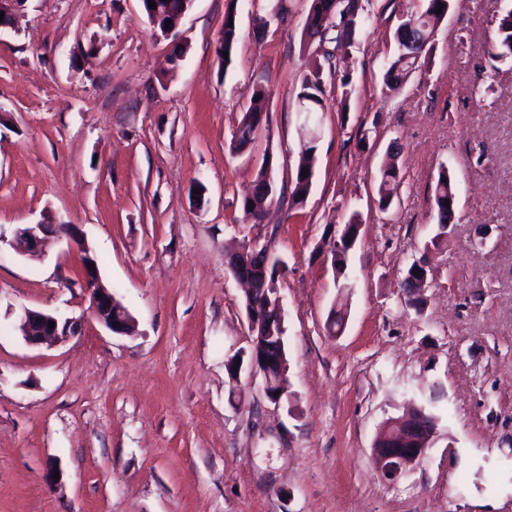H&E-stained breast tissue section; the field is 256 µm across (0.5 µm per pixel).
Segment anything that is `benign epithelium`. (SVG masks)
<instances>
[{
    "instance_id": "obj_1",
    "label": "benign epithelium",
    "mask_w": 512,
    "mask_h": 512,
    "mask_svg": "<svg viewBox=\"0 0 512 512\" xmlns=\"http://www.w3.org/2000/svg\"><path fill=\"white\" fill-rule=\"evenodd\" d=\"M15 235L26 247L30 256L42 253L45 240L51 236H66L83 254V284L90 296L92 316L111 333L127 335L133 327V317L128 310L120 306L112 292L102 282L98 264L92 254L83 231L77 224H57L41 221L36 224H22L15 230ZM251 338L249 345H254V336H263L265 324L259 305L247 311ZM54 327H49V323ZM82 330V321L74 318H62L54 313L27 309L20 317L19 331L23 340L31 346H41L68 336H74ZM285 356L274 362L261 355L253 357L248 363V384L261 379V389L265 397L278 405L284 396L283 387H278L279 396H274L272 377L275 372H283ZM436 420L422 407L414 409L403 417L386 421L384 432L372 448V457L381 477L389 482L397 481L410 468L418 465L425 457L429 444L435 434Z\"/></svg>"
}]
</instances>
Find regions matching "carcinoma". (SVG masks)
Returning <instances> with one entry per match:
<instances>
[{
  "label": "carcinoma",
  "instance_id": "1",
  "mask_svg": "<svg viewBox=\"0 0 512 512\" xmlns=\"http://www.w3.org/2000/svg\"><path fill=\"white\" fill-rule=\"evenodd\" d=\"M156 3V9L149 7V2ZM422 9L401 15L397 28L394 31L395 52L386 64L384 73L385 87L395 92L399 90L409 77L419 69L434 49V33L440 22L447 16L452 0H422ZM444 4L442 13H436L439 4ZM143 12L151 16L155 10L166 14L173 19L186 9L190 8L189 0H143ZM364 8L360 0H311L306 20V31L310 38L318 39L317 52L321 53L328 67H333V59L343 55L352 45L356 32L365 21ZM237 40V22L233 9H228L224 15V31L216 53L224 64L231 59L224 58V54H233ZM490 57L495 61L512 60V10L503 13L498 21L495 38L490 45ZM327 91L322 80L321 69L303 76L300 83L298 99L303 101L305 111L317 112L322 109ZM259 100L250 102L244 112L242 121L238 126L234 138L233 149L239 150L248 141H255L260 124H269V113L266 107L265 92L259 90L255 93ZM314 147L309 146L301 152L298 165L291 178V206L300 208L306 202L311 191L314 176L311 161ZM273 167L272 157H263L261 166L256 173L248 191L241 200L243 210L250 215L253 223L264 220L267 207L273 202L276 195L275 186H270V192L262 190L269 171ZM308 169L309 175L302 176V170ZM401 176L398 166L390 164L381 172L377 195L378 207L387 211L394 202L400 198ZM432 205L435 213L437 233L425 243L424 256L412 262L404 278V287L414 288L416 282L422 280L430 272L427 254L431 249L438 247L448 235V214L457 207V189L454 176L448 167L442 165L438 168L432 187ZM284 262L272 255L268 262L259 258H251V272L255 276V293L245 299V305L263 303L260 296L261 289L265 288L272 293L277 290L279 271Z\"/></svg>",
  "mask_w": 512,
  "mask_h": 512
}]
</instances>
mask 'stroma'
<instances>
[{
	"instance_id": "35a3bbf8",
	"label": "stroma",
	"mask_w": 512,
	"mask_h": 512,
	"mask_svg": "<svg viewBox=\"0 0 512 512\" xmlns=\"http://www.w3.org/2000/svg\"><path fill=\"white\" fill-rule=\"evenodd\" d=\"M267 5L194 0L171 40L140 0H20L0 29V512H512V62L488 55L494 12L512 0H452L432 56L395 93L383 63L420 0H369L365 31L323 77L349 76L348 107L330 99L310 118L297 93L316 62L311 2L272 18ZM230 8L226 65L215 49ZM259 89L269 124L233 150ZM310 145L311 192L295 209L290 180ZM267 153L278 201L254 224L240 200ZM391 161L402 200L384 213ZM442 165L458 204L427 254ZM46 215L82 226L134 335L90 318L66 238L39 259L12 246L18 225ZM353 215L339 277L326 250ZM253 236L285 263L277 405L257 384L228 401L225 365L248 325L225 253ZM424 254L430 286L414 307L403 281ZM25 309L87 323L32 348L17 329ZM334 310L347 323L332 336ZM411 403L436 415V433L390 483L372 446ZM237 40V22L233 9H228L224 15V31L219 47L216 50L218 57L224 64H229L232 60L234 46ZM224 52H228V59L224 58ZM402 183L403 177L398 166L394 163L382 170L377 188L378 207L380 210L387 211L393 206L395 201L400 200Z\"/></svg>"
}]
</instances>
